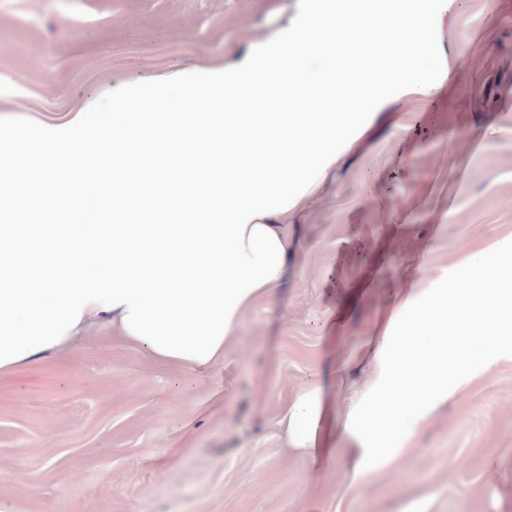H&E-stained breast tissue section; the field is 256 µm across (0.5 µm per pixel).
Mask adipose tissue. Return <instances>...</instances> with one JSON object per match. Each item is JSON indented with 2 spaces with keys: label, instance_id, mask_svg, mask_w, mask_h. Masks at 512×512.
<instances>
[{
  "label": "adipose tissue",
  "instance_id": "1",
  "mask_svg": "<svg viewBox=\"0 0 512 512\" xmlns=\"http://www.w3.org/2000/svg\"><path fill=\"white\" fill-rule=\"evenodd\" d=\"M262 63L248 72H187L184 90L201 86L198 99L176 120L155 108L151 125L124 121L108 130L142 163L154 155H178L173 177L155 191L170 207L159 224H72L78 208L99 205L83 192V166L21 172L5 145L16 129L0 126V376L75 341L98 323L116 328L129 346L145 348L172 365L209 370L224 362V345L241 315L288 277V256L296 238L289 225L268 221L271 209L288 207V190L300 178L286 167L294 142L309 145L320 160L332 159L344 139L336 100L324 95L319 111L305 114L296 128L250 113L228 118L219 99L224 92L263 102L277 97L279 85L259 80ZM269 143L277 153L260 166L252 148ZM223 180H215L216 170ZM52 202L58 221L17 224L14 216L29 199ZM68 248L58 264L53 254ZM403 319L382 318L381 342L371 364L373 378L340 433L325 432L320 452L331 455L336 437L355 442L352 480L395 466L406 452L408 431L422 422L428 404L448 396L469 371L461 354H449L445 331L477 330L495 359L503 336L512 333V278L498 269L480 287L462 284L400 303ZM323 388L306 391L290 415L296 447H312L316 430L329 414Z\"/></svg>",
  "mask_w": 512,
  "mask_h": 512
}]
</instances>
